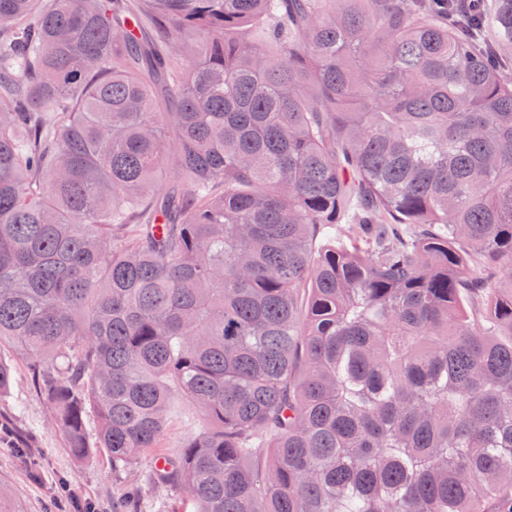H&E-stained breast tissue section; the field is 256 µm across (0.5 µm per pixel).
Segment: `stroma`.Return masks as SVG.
Masks as SVG:
<instances>
[{"label": "stroma", "instance_id": "35a3bbf8", "mask_svg": "<svg viewBox=\"0 0 512 512\" xmlns=\"http://www.w3.org/2000/svg\"><path fill=\"white\" fill-rule=\"evenodd\" d=\"M0 357L14 365L13 383L0 395V425L12 430L11 437L0 439V485L8 491L9 512H53L63 483L79 499L94 503L96 512H193L187 494L152 484L153 455L142 456L125 472L113 471L111 458L100 448L89 458H74L14 349H0ZM133 481L145 485L146 492L129 504L124 488Z\"/></svg>", "mask_w": 512, "mask_h": 512}]
</instances>
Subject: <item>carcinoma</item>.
Wrapping results in <instances>:
<instances>
[{
    "label": "carcinoma",
    "mask_w": 512,
    "mask_h": 512,
    "mask_svg": "<svg viewBox=\"0 0 512 512\" xmlns=\"http://www.w3.org/2000/svg\"><path fill=\"white\" fill-rule=\"evenodd\" d=\"M465 3L0 0V347L75 458L90 407L195 512H512V0ZM199 418L194 410L180 406L174 412L172 421L161 441V452L172 454L179 450L187 439L197 435L200 431Z\"/></svg>",
    "instance_id": "cac0c4a2"
}]
</instances>
